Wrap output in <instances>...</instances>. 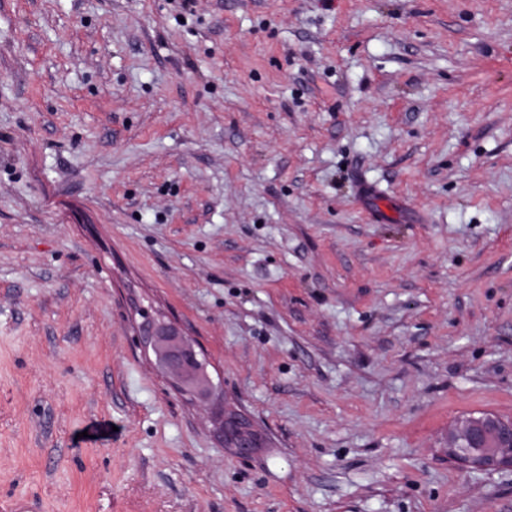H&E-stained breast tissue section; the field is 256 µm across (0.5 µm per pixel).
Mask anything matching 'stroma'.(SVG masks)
<instances>
[{"mask_svg": "<svg viewBox=\"0 0 512 512\" xmlns=\"http://www.w3.org/2000/svg\"><path fill=\"white\" fill-rule=\"evenodd\" d=\"M148 319L222 397L167 382ZM483 412L512 418V0H0V512H512V472L445 452ZM140 336L158 364L185 396L207 400L223 389L207 372L199 346L172 322H153L141 327ZM218 431L230 448H237L240 455H248L259 444L258 436L241 418L222 415L218 419Z\"/></svg>", "mask_w": 512, "mask_h": 512, "instance_id": "obj_1", "label": "stroma"}]
</instances>
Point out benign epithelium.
Masks as SVG:
<instances>
[{"instance_id":"7a95c632","label":"benign epithelium","mask_w":512,"mask_h":512,"mask_svg":"<svg viewBox=\"0 0 512 512\" xmlns=\"http://www.w3.org/2000/svg\"><path fill=\"white\" fill-rule=\"evenodd\" d=\"M140 336L156 361L185 396L207 400L222 384L207 372L199 346L172 322L141 327ZM218 431L227 445L245 456L259 444L258 436L241 418L221 416ZM448 458L470 472L512 469V419L483 413L463 422L448 436Z\"/></svg>"}]
</instances>
